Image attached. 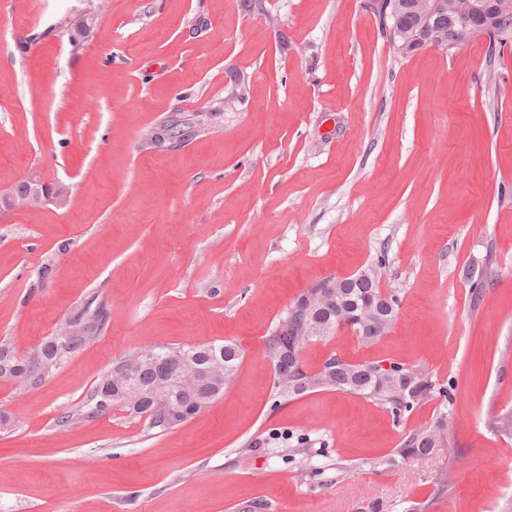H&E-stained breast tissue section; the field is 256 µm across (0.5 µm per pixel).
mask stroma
<instances>
[{
  "label": "stroma",
  "mask_w": 512,
  "mask_h": 512,
  "mask_svg": "<svg viewBox=\"0 0 512 512\" xmlns=\"http://www.w3.org/2000/svg\"><path fill=\"white\" fill-rule=\"evenodd\" d=\"M365 3L0 0V195L70 188L0 208V344L29 352L89 301L107 319L35 385L0 379V512H512V46L403 54ZM197 112L204 132L145 144ZM375 263L392 330L337 329L305 367L419 364L451 404L279 398L270 326ZM222 340L240 367L186 423L81 416L124 355ZM443 410L448 450L389 464ZM69 196V187L62 182H56L48 186L44 195H41L40 191L37 189L14 195L12 197L11 208L29 207L31 203L38 205L51 203L57 207H65L68 203Z\"/></svg>",
  "instance_id": "stroma-1"
}]
</instances>
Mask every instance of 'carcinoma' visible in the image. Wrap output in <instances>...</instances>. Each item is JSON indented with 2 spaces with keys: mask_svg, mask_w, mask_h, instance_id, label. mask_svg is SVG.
I'll list each match as a JSON object with an SVG mask.
<instances>
[{
  "mask_svg": "<svg viewBox=\"0 0 512 512\" xmlns=\"http://www.w3.org/2000/svg\"><path fill=\"white\" fill-rule=\"evenodd\" d=\"M484 33L493 37L501 45L511 40L512 13L488 23ZM203 126L204 123L199 119L189 122L172 117L157 126V129L168 135H173L177 140H183L200 133ZM377 294L378 282L351 275L336 283V303L325 305L319 309L303 308L291 321L288 320V311H283L269 330L265 340L266 352L273 365L276 367L302 365L300 353L306 344L313 339L320 341L330 337L336 331L337 320L340 317L345 314L361 313L367 304L376 299ZM72 318L89 320L90 328L87 333L73 338L65 346H60L58 351L55 350V344L59 343L56 336H50L42 342L45 348L52 351V364L50 365L52 370L57 368L65 357L80 351L90 343L106 321L105 313L100 308L92 311L87 307L73 314ZM309 321L324 324L326 326L325 335L312 339L302 335V327ZM214 355L219 357L217 378L215 382L198 388L199 394L208 398V403L211 404L224 395V387L229 384L240 365L242 351L232 342L177 347L153 346L133 351L123 357L124 365L112 366L101 378L85 401L82 415L86 418H93L116 404L127 411L130 410L124 396L127 387L126 374L128 373L135 375L141 394L142 411H150L155 405L156 394L162 389V360L188 356L202 365H207ZM399 369L409 374L407 383L400 386L394 384L386 376H373L367 363L357 364L340 360L332 364L327 359L323 363V368L315 373L306 369L301 371L300 379L315 388H335L342 392L373 399L385 405L395 416L401 415L437 393L446 394L444 389L436 385L433 375L425 367L401 365ZM445 445H447V440L443 439L440 433L434 430V427L420 428L406 437L403 446L396 449V455L403 460L414 456H426Z\"/></svg>",
  "mask_w": 512,
  "mask_h": 512,
  "instance_id": "cac0c4a2",
  "label": "carcinoma"
}]
</instances>
